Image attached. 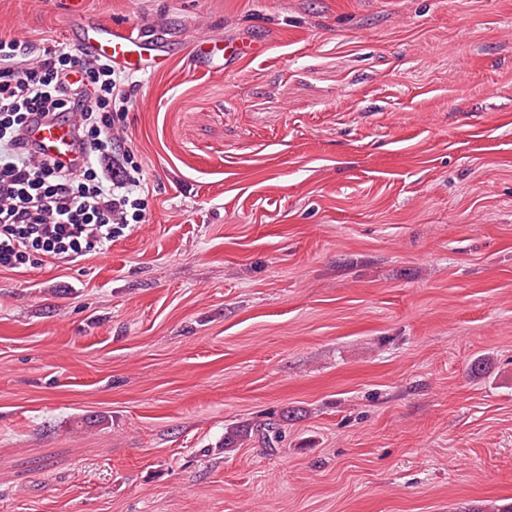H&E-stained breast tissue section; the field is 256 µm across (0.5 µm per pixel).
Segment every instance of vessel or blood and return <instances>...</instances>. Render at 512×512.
I'll return each mask as SVG.
<instances>
[{
	"label": "vessel or blood",
	"instance_id": "vessel-or-blood-1",
	"mask_svg": "<svg viewBox=\"0 0 512 512\" xmlns=\"http://www.w3.org/2000/svg\"><path fill=\"white\" fill-rule=\"evenodd\" d=\"M57 6L72 19L69 31L73 47L81 54L100 56L135 72L145 71L147 65L159 58L157 37L136 31L128 26L104 27L84 17V0H58ZM268 47L267 39L253 34L231 47L229 59L255 57ZM195 66L207 72L223 69L220 50L214 37L198 38L191 46ZM26 141L40 152L54 157L67 168L76 170L86 157V147L77 135V114L69 111L56 118L31 115L23 131Z\"/></svg>",
	"mask_w": 512,
	"mask_h": 512
}]
</instances>
